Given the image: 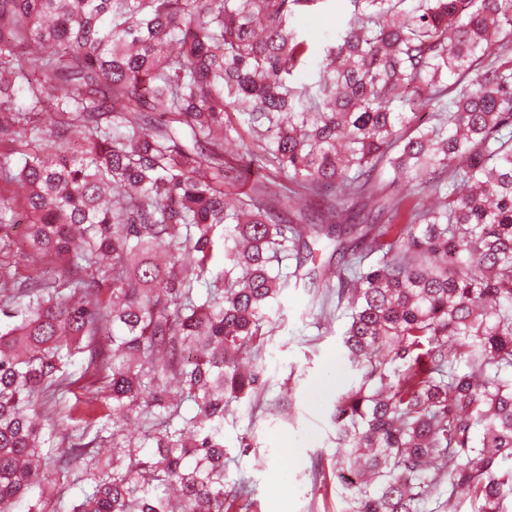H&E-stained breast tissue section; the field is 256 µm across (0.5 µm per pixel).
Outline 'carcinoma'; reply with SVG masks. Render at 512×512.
<instances>
[{"mask_svg": "<svg viewBox=\"0 0 512 512\" xmlns=\"http://www.w3.org/2000/svg\"><path fill=\"white\" fill-rule=\"evenodd\" d=\"M321 2L0 0V230L24 211L35 265L0 269V512H247L224 418L306 278L360 372L334 402L342 512L444 485L504 512L512 0H347L314 58L292 19ZM232 113L297 189L224 188ZM344 233V266L303 271Z\"/></svg>", "mask_w": 512, "mask_h": 512, "instance_id": "cac0c4a2", "label": "carcinoma"}]
</instances>
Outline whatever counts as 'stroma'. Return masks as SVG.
<instances>
[{"label": "stroma", "mask_w": 512, "mask_h": 512, "mask_svg": "<svg viewBox=\"0 0 512 512\" xmlns=\"http://www.w3.org/2000/svg\"><path fill=\"white\" fill-rule=\"evenodd\" d=\"M343 0L299 12L293 19L312 53L322 50L324 33L340 27ZM305 288L284 292L278 327L263 350L245 352L256 365L260 387L252 399L234 403L224 420L227 485L244 492L250 512H340L336 482L316 483L310 473L318 460L336 456L334 398L353 382L342 335L346 315L320 324Z\"/></svg>", "instance_id": "1"}]
</instances>
